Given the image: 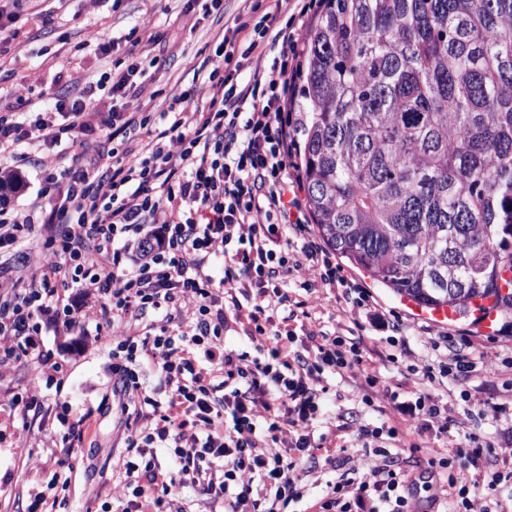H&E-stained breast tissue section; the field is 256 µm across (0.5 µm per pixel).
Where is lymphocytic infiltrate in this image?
Here are the masks:
<instances>
[{"instance_id":"f902f5d3","label":"lymphocytic infiltrate","mask_w":512,"mask_h":512,"mask_svg":"<svg viewBox=\"0 0 512 512\" xmlns=\"http://www.w3.org/2000/svg\"><path fill=\"white\" fill-rule=\"evenodd\" d=\"M293 7L285 17L255 4L250 16H238L191 87L173 94L160 115L101 106L103 88L127 98L142 72L135 61L99 81L72 82L55 97L57 119L0 116V165H36L38 145L87 151L102 136L119 144L109 164L49 174L25 214L0 183V252L24 253L31 270L26 288L0 278V373L19 355L34 361V386L10 406L23 420L38 407V383L51 371L40 315L59 304L54 280L66 265L99 299L100 333L113 343L112 393L127 432L117 472L127 492L122 512H163L166 497L185 486L223 500L225 512H288L304 497L302 474L322 463L341 474L308 512H512V437L495 442L465 428L478 398L463 385L482 358L471 341L427 338L437 360L422 369L424 390L404 400L380 373L396 362L394 353L367 356L347 337L299 336L292 328L307 312L285 277L302 267L311 277L298 289H339L353 323L382 318L312 237L303 184L292 172L289 105L299 67L292 30L319 3L294 0ZM245 67L249 77L239 79ZM261 212L266 223H254ZM36 232L38 250L30 246ZM218 258L224 276L217 281L209 263ZM136 322L144 333L132 334ZM236 328L264 337L256 355L225 348V333ZM143 361L160 371L156 395L141 390ZM331 376L361 378L357 402L384 397L394 415L376 428L342 423L318 432ZM455 393L459 412L447 403ZM352 428L380 458L363 474L330 454ZM452 428L459 438L448 453L427 456L440 494L421 502L399 452L415 448L416 436L442 439ZM150 448L172 449L173 471L160 473Z\"/></svg>"}]
</instances>
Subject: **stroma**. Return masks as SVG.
I'll use <instances>...</instances> for the list:
<instances>
[{
    "label": "stroma",
    "instance_id": "1",
    "mask_svg": "<svg viewBox=\"0 0 512 512\" xmlns=\"http://www.w3.org/2000/svg\"><path fill=\"white\" fill-rule=\"evenodd\" d=\"M223 4L224 19L216 25L199 19L197 13L184 12L181 0H100L92 8L85 0H23L4 56L16 77L0 84V115L22 108L35 114L44 112L52 106L58 79L96 80L112 68L114 60L125 59L124 48H115L113 58L108 59L88 46L86 39L93 28L112 31L118 39L135 36L138 52L161 57V65L147 69L138 79L136 95L129 101L130 107L160 112L167 96L191 86L193 71L213 53L220 28L233 27L235 17L248 7L246 0H223ZM43 9L54 13L48 31L36 16ZM159 33L164 42L153 44ZM23 83L31 86L24 107L16 100ZM93 160V155H80L75 147L43 151L40 167L29 169L27 185L14 196L18 210L26 211L36 199L45 173L86 166ZM344 273L371 292L380 312L396 313L407 328L406 349L397 363L388 364L384 377L405 382L407 390L422 391L415 370L428 359L425 338L442 332L466 336L484 352L470 388L494 402L512 405V309L499 311L491 335L480 334L471 318H459L440 328L402 307L398 296L367 274L349 265ZM304 299L312 314L313 330L355 335L370 351L387 349L390 330L355 326L342 314L335 292L319 288ZM43 352L60 365L61 384L42 387V405L30 413L27 424L14 420L8 402L30 388L33 364L16 360L0 378V512H25L35 490L53 502L56 512H102L113 505L112 470L125 446V435L117 424L120 411L112 395V344L99 336L96 320L86 322L79 335L68 334L62 325L50 322L43 331ZM326 386L323 413L329 422H336L341 411L352 407L359 421L381 425L383 418L378 412L352 406L353 384L331 378ZM62 402L69 405L71 419L88 417L90 425L81 438L67 436L58 423L57 406ZM59 468L64 471V481L50 484L51 472Z\"/></svg>",
    "mask_w": 512,
    "mask_h": 512
}]
</instances>
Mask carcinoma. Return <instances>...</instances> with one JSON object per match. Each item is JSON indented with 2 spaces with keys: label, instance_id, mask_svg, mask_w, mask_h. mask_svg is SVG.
Returning a JSON list of instances; mask_svg holds the SVG:
<instances>
[{
  "label": "carcinoma",
  "instance_id": "1",
  "mask_svg": "<svg viewBox=\"0 0 512 512\" xmlns=\"http://www.w3.org/2000/svg\"><path fill=\"white\" fill-rule=\"evenodd\" d=\"M294 111L332 250L420 304L512 308V0H324Z\"/></svg>",
  "mask_w": 512,
  "mask_h": 512
}]
</instances>
